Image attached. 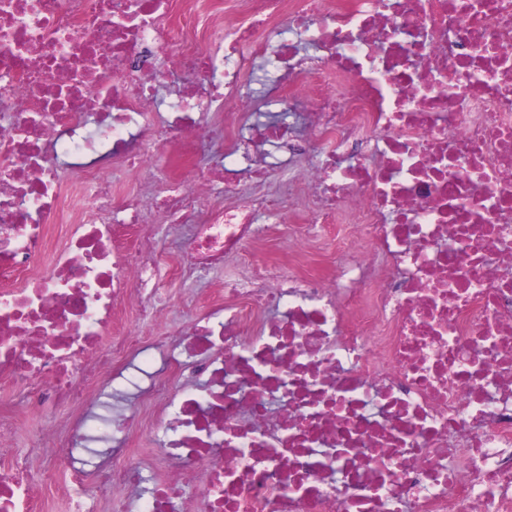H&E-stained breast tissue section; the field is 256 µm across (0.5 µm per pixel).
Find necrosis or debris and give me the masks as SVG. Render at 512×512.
<instances>
[{
	"mask_svg": "<svg viewBox=\"0 0 512 512\" xmlns=\"http://www.w3.org/2000/svg\"><path fill=\"white\" fill-rule=\"evenodd\" d=\"M282 169L295 226L241 191ZM156 217L194 227L182 280L348 247L148 336ZM0 384V512H512V0H0ZM43 407L61 483L14 449ZM115 178L129 191L143 190L155 192L163 188L162 183L150 179L145 173L127 171L117 174ZM276 189L279 194L288 198V210L286 218L299 224L300 219H307L310 201L306 192L295 182H277ZM312 257L324 262L331 270H335L339 255L336 254V240L333 236H324L311 250Z\"/></svg>",
	"mask_w": 512,
	"mask_h": 512,
	"instance_id": "4bbe7bcc",
	"label": "necrosis or debris"
}]
</instances>
